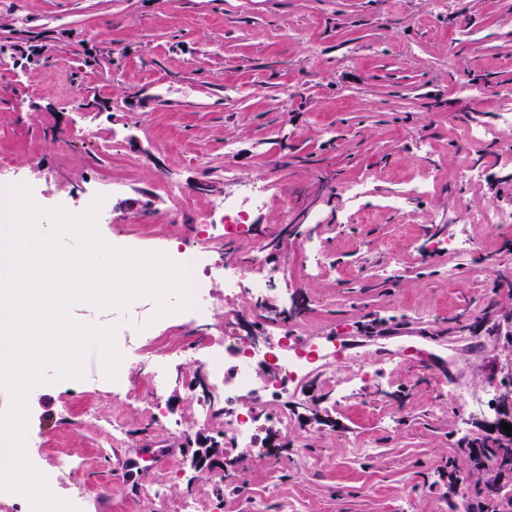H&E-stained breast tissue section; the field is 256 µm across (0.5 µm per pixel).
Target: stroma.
<instances>
[{
  "label": "stroma",
  "mask_w": 512,
  "mask_h": 512,
  "mask_svg": "<svg viewBox=\"0 0 512 512\" xmlns=\"http://www.w3.org/2000/svg\"><path fill=\"white\" fill-rule=\"evenodd\" d=\"M512 92V0H0V169L33 184L44 207L64 198L80 212L101 177L112 196L107 235L147 248L182 243L187 222L223 232L214 200L236 192L232 164L257 181L278 167L270 204L251 215L235 252L264 249L283 273L269 290L280 309L301 305L302 339L388 330L404 355L380 362L354 391L327 374L309 378L288 404L289 428L267 419L278 453L224 448L233 481L194 475L185 457L158 465L164 496L122 479L111 512H448L456 469L466 489L498 488L512 512V475L493 462L473 465L464 449L484 437L496 403L470 406L512 362V346L491 344L487 325L512 317V224L462 226L448 219L453 199L470 208H512V156L464 148L467 126H495ZM482 177H459L463 162ZM431 176L435 189L410 199L412 222L387 216L344 223L335 193L365 177L373 207ZM193 188L174 218L160 179ZM468 232L474 256L450 262L437 237ZM318 240L335 268L312 271L303 240ZM401 256L385 274L383 244ZM277 342L248 295L217 303L210 322ZM164 325L144 354L122 365L134 385L150 354L182 343ZM201 350L176 358L164 388V415L98 384H48L29 398L30 431L41 458H69L73 472L53 492L82 496L99 512L95 485L130 448H166L184 435L221 441L223 415L202 419L206 377ZM468 417L459 428V417ZM368 447H360V440Z\"/></svg>",
  "instance_id": "35a3bbf8"
}]
</instances>
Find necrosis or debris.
<instances>
[{
  "mask_svg": "<svg viewBox=\"0 0 512 512\" xmlns=\"http://www.w3.org/2000/svg\"><path fill=\"white\" fill-rule=\"evenodd\" d=\"M237 195L218 201V208L224 211V248L232 250L238 232L244 230L247 217L242 203L253 207H265L269 199V185L254 182L243 175H236ZM433 187L429 178H422L410 184L407 194L387 197L376 209L360 208V201L369 193L367 180L358 178L344 183L338 195L346 222L368 221L376 214L394 217L396 223L406 224L410 213L405 205L406 195L421 196ZM210 238L200 227L191 226L189 236L181 247L173 251L174 261L189 267V297L191 306L188 316L197 321L209 317L217 299L208 285L207 276L218 272L224 280L225 298L235 297L239 291H246L254 300L257 308L266 304V290L277 276V270L270 268L262 251L240 258L235 262L213 266L211 262ZM281 342L278 347L265 348L254 343L252 338L234 337L227 333H212L199 337L198 343L206 349L202 369L213 383L212 399L205 402L204 416H211L215 405L231 409L242 398L250 394L253 403L249 415L245 418L228 419L224 422L226 441L234 446L253 447L258 443L256 424L258 420L280 403L286 402L288 394L297 390L302 380L312 372L323 370L329 364L342 358L343 352L336 347L324 344L311 345L310 349L300 351L293 345L299 326L276 324ZM271 366L277 375L276 380L267 382L262 388H255L253 370L255 366Z\"/></svg>",
  "mask_w": 512,
  "mask_h": 512,
  "instance_id": "necrosis-or-debris-1",
  "label": "necrosis or debris"
}]
</instances>
